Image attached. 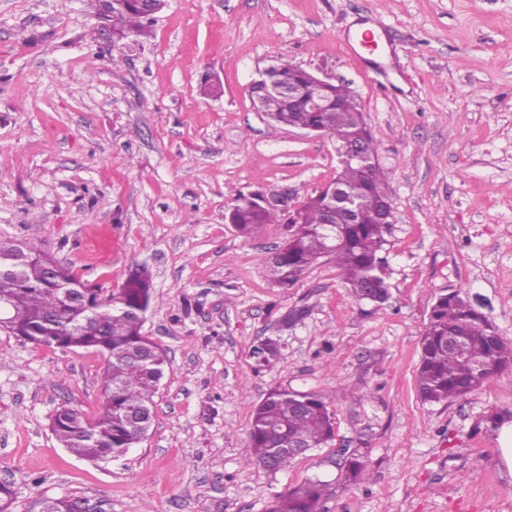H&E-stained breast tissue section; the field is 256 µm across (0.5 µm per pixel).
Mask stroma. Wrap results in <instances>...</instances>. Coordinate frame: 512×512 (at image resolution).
Returning <instances> with one entry per match:
<instances>
[{
	"mask_svg": "<svg viewBox=\"0 0 512 512\" xmlns=\"http://www.w3.org/2000/svg\"><path fill=\"white\" fill-rule=\"evenodd\" d=\"M347 84L388 172L389 300L354 299L324 257L296 283L263 264L282 224L240 234V195L295 212L331 183L336 146L277 126L250 84L277 57ZM219 79L221 97L203 95ZM0 241L45 251L117 291L140 267L143 332L168 352L149 436L94 464L49 417L96 416L104 362L0 327V480L12 512L44 499L91 512H266L312 478L321 512H512V369L467 397L422 403L420 339L458 291L512 338V0H166L147 36L113 43L87 0H0ZM277 340L260 369L252 351ZM364 398L340 396V387ZM331 396L335 437L272 472L248 463L273 388ZM371 478L344 475V449Z\"/></svg>",
	"mask_w": 512,
	"mask_h": 512,
	"instance_id": "obj_1",
	"label": "stroma"
}]
</instances>
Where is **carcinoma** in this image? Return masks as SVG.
Segmentation results:
<instances>
[{
  "label": "carcinoma",
  "mask_w": 512,
  "mask_h": 512,
  "mask_svg": "<svg viewBox=\"0 0 512 512\" xmlns=\"http://www.w3.org/2000/svg\"><path fill=\"white\" fill-rule=\"evenodd\" d=\"M97 14L112 23L117 40L145 34L163 5L148 0H92ZM302 69L286 59L266 69L265 84L251 89L252 99L278 125L313 126L341 148L362 139L370 160L351 162L337 171L334 182L347 200L363 208V219L350 223L346 209L328 211L326 199L309 198L293 220H280L272 208L254 197L238 198L229 220L243 235L261 224L287 225L289 234L276 255L266 262L271 279L280 285L295 283L320 258L329 256L342 269L345 288L358 300L382 304L388 298L387 268L379 253L386 245L390 225L381 223L374 204L388 198L387 174L377 163L378 147L367 127L359 101L346 86L330 85L323 95L338 103L332 112H314L301 98ZM36 250L24 246L18 254L0 252V308L16 310L8 330L37 344L63 349L93 350L105 365L104 398L94 418L78 409L62 406L51 419L56 439L73 454L91 462L125 455L141 442L152 421L130 422L133 412H150L154 396L168 365L164 347L142 333L135 314L152 307V291L147 270L130 277L107 297L85 288V302L79 309L64 305L65 293L84 284L54 259L42 253L43 262L31 263L25 254ZM55 266L47 274L45 263ZM97 325L89 333L84 324ZM457 336L464 354L448 349V337ZM421 356L416 370V391L421 402L448 404L482 386L490 376L512 366V339L499 334L495 325L458 292L440 296L431 309L420 342ZM261 352L255 371L281 355V346L265 340L255 346ZM327 397L314 392L274 389L253 411L249 430L248 462L265 466L274 457L275 470L288 468L294 458L284 448H272L277 438L295 437L312 448L326 446L334 437V419ZM346 476L359 484L369 480L367 455L358 451L345 460ZM325 484L319 479L296 486L275 497L268 512H319Z\"/></svg>",
  "instance_id": "obj_1"
}]
</instances>
